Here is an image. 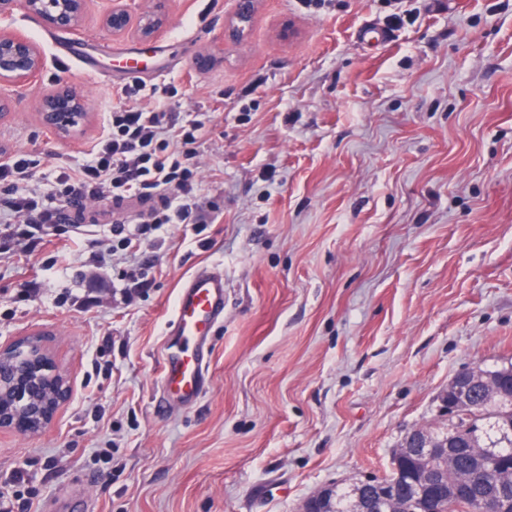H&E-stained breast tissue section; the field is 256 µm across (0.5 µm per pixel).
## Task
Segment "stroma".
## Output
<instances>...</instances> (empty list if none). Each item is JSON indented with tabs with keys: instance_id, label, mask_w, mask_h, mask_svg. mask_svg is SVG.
<instances>
[{
	"instance_id": "obj_1",
	"label": "stroma",
	"mask_w": 512,
	"mask_h": 512,
	"mask_svg": "<svg viewBox=\"0 0 512 512\" xmlns=\"http://www.w3.org/2000/svg\"><path fill=\"white\" fill-rule=\"evenodd\" d=\"M88 0L80 39L105 76L63 61L69 34L16 12L40 48L38 81L0 125V152L80 163L108 130L136 49L162 107L202 120L201 235L165 226L150 283L127 263L87 276L125 210L89 202L67 243L0 259V344L42 334L70 396L40 434L0 429V486L23 473L31 512H296L337 483L389 470L401 439L439 428L450 380L512 363V0H259L242 39L235 0H169L163 34L115 36ZM368 25L383 45L357 41ZM211 54L213 63L198 68ZM82 94L61 139L45 93ZM224 272L207 387L154 412L179 288ZM86 115L85 99L66 84L44 95L40 104L43 124L63 138L74 134L85 121Z\"/></svg>"
}]
</instances>
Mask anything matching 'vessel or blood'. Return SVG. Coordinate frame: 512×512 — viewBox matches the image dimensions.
<instances>
[{
  "label": "vessel or blood",
  "mask_w": 512,
  "mask_h": 512,
  "mask_svg": "<svg viewBox=\"0 0 512 512\" xmlns=\"http://www.w3.org/2000/svg\"><path fill=\"white\" fill-rule=\"evenodd\" d=\"M64 53L80 58L87 77H100L95 57L81 43L69 44ZM223 316V271L213 267L198 270L183 284L165 333L161 362L165 406L191 404L203 394L212 357L208 338Z\"/></svg>",
  "instance_id": "1"
}]
</instances>
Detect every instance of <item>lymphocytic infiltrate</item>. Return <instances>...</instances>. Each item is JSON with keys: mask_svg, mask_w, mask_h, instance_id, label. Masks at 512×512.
<instances>
[{"mask_svg": "<svg viewBox=\"0 0 512 512\" xmlns=\"http://www.w3.org/2000/svg\"><path fill=\"white\" fill-rule=\"evenodd\" d=\"M143 87L122 89L123 105L115 107L109 129L96 140L83 163L57 159L52 192L33 183L37 159L14 153L0 161V252L29 256L61 241V213L88 201L136 197L151 202L139 222L112 226V248L132 257L131 278L148 276L151 265L136 255L147 236L168 224L192 229L210 221L198 202L201 130L197 120L158 106L142 105Z\"/></svg>", "mask_w": 512, "mask_h": 512, "instance_id": "f902f5d3", "label": "lymphocytic infiltrate"}]
</instances>
